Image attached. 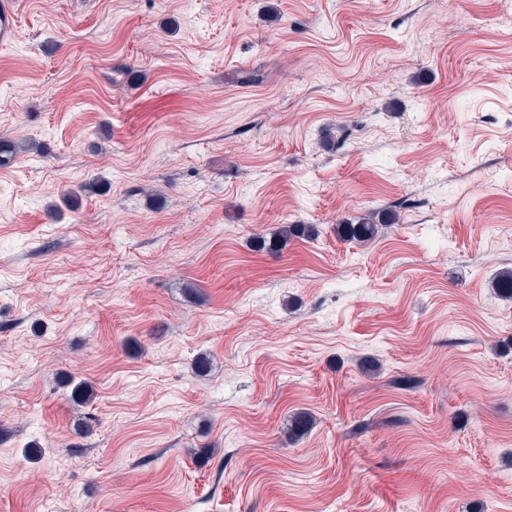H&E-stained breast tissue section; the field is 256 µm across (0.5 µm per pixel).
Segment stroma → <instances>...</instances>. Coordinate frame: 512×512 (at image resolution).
Here are the masks:
<instances>
[{"label":"stroma","instance_id":"35a3bbf8","mask_svg":"<svg viewBox=\"0 0 512 512\" xmlns=\"http://www.w3.org/2000/svg\"><path fill=\"white\" fill-rule=\"evenodd\" d=\"M0 137V512H512V0H23ZM378 224L361 222L358 224H339L336 227V236L342 241H368L378 235ZM318 234L314 224H284L269 239L268 249L281 248L293 238L313 239Z\"/></svg>","mask_w":512,"mask_h":512}]
</instances>
